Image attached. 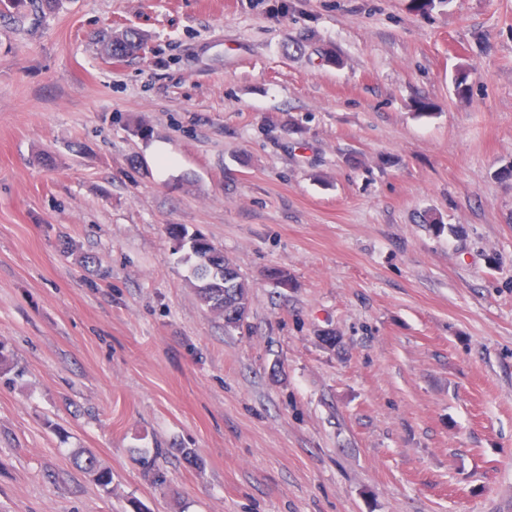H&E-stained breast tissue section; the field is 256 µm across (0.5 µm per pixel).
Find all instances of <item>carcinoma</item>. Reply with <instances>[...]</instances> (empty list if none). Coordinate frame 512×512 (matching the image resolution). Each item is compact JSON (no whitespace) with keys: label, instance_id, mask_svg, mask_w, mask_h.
<instances>
[{"label":"carcinoma","instance_id":"obj_1","mask_svg":"<svg viewBox=\"0 0 512 512\" xmlns=\"http://www.w3.org/2000/svg\"><path fill=\"white\" fill-rule=\"evenodd\" d=\"M29 0H0V16L17 19L25 16ZM101 53L112 61H122L145 51L146 35L135 28H121L107 32L100 40ZM170 234L180 245L188 246V258L194 260V290L198 302L210 313L224 318V326L241 329L246 324L250 310V290L238 271L224 258V253L204 236L186 237L170 229ZM75 465L92 477L99 486L112 483V472L99 466L96 457L83 451L74 456Z\"/></svg>","mask_w":512,"mask_h":512}]
</instances>
